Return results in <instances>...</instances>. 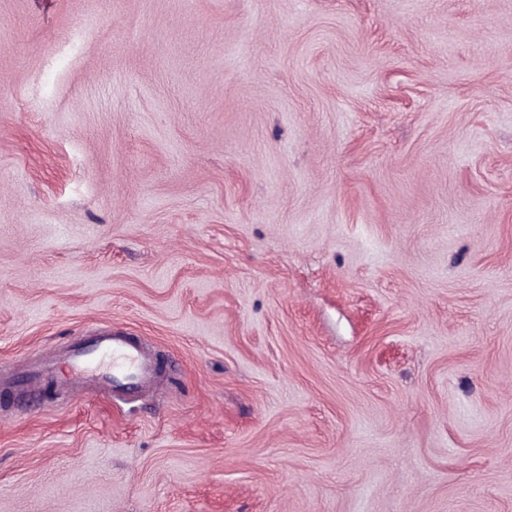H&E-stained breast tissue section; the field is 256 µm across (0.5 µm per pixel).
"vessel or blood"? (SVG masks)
I'll return each instance as SVG.
<instances>
[{
  "mask_svg": "<svg viewBox=\"0 0 512 512\" xmlns=\"http://www.w3.org/2000/svg\"><path fill=\"white\" fill-rule=\"evenodd\" d=\"M64 362L70 385L90 386L108 394L120 392L130 382L148 390L157 380L153 355L140 343L115 333L102 334L92 343L70 349Z\"/></svg>",
  "mask_w": 512,
  "mask_h": 512,
  "instance_id": "1",
  "label": "vessel or blood"
}]
</instances>
